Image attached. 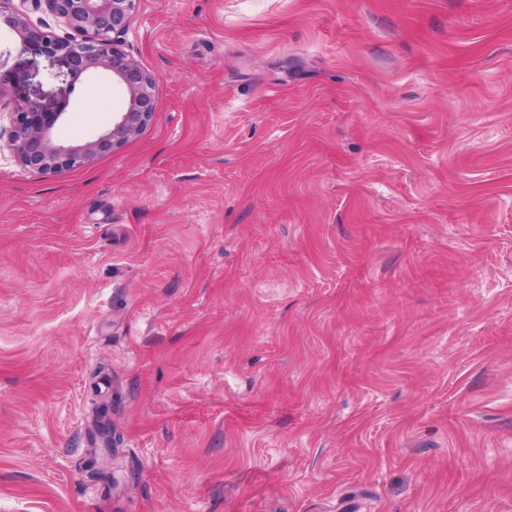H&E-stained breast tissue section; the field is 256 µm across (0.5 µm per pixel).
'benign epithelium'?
I'll return each instance as SVG.
<instances>
[{
  "instance_id": "7a95c632",
  "label": "benign epithelium",
  "mask_w": 512,
  "mask_h": 512,
  "mask_svg": "<svg viewBox=\"0 0 512 512\" xmlns=\"http://www.w3.org/2000/svg\"><path fill=\"white\" fill-rule=\"evenodd\" d=\"M0 0V24L13 36V48L24 53L41 47L50 56L66 61L80 76L106 72L123 86L128 105L118 120L81 144L62 141L57 124L65 112H31L23 104L14 106V129L10 151L26 167L45 174H57L88 165L137 138L156 112L154 82L137 62L117 48L115 38L129 21L135 0H46L49 9L72 30L85 34L76 40L40 41L24 13ZM11 50L0 51V97L10 85L13 72L7 69Z\"/></svg>"
}]
</instances>
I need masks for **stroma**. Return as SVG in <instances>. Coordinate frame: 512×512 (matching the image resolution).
<instances>
[{"mask_svg":"<svg viewBox=\"0 0 512 512\" xmlns=\"http://www.w3.org/2000/svg\"><path fill=\"white\" fill-rule=\"evenodd\" d=\"M118 47L112 154L0 119V512H512V0H136ZM9 65L62 139L127 107Z\"/></svg>","mask_w":512,"mask_h":512,"instance_id":"stroma-1","label":"stroma"}]
</instances>
